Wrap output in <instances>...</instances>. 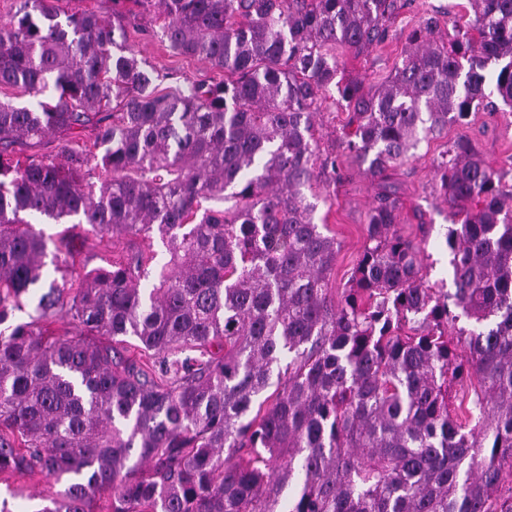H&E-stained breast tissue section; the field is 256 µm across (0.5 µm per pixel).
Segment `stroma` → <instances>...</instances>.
<instances>
[{
  "instance_id": "35a3bbf8",
  "label": "stroma",
  "mask_w": 512,
  "mask_h": 512,
  "mask_svg": "<svg viewBox=\"0 0 512 512\" xmlns=\"http://www.w3.org/2000/svg\"><path fill=\"white\" fill-rule=\"evenodd\" d=\"M435 15L440 22L450 19L466 21L468 0H408L392 25V37L385 44L359 57H346L347 77L375 83L387 77L408 46V36L426 15ZM164 21L156 13H145L126 26L127 46L137 58L146 60L153 69L187 77L194 81L222 79V72L208 63L175 54L163 35ZM466 136L475 150L497 171L506 188L512 189V112L477 113L465 127L449 126L439 137L421 142L414 155L400 167L396 180L404 207L400 229L404 235L417 237L420 227H427L425 273L429 282L450 283L448 249L444 232L448 223V207L434 191V168L450 140ZM332 205H318L316 220L325 222L339 244L336 265L330 276L332 288L347 283L365 236V213L373 200L374 187L351 159L343 161V177L325 188ZM131 246L129 238L109 237L104 243L88 238L78 265L61 267L51 277L58 284L69 283L85 269L105 265L112 256L125 253ZM51 483L41 477L19 473L0 475V500L9 502L10 512H24L29 503L53 492Z\"/></svg>"
}]
</instances>
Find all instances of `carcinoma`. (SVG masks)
I'll return each mask as SVG.
<instances>
[{
    "label": "carcinoma",
    "instance_id": "cac0c4a2",
    "mask_svg": "<svg viewBox=\"0 0 512 512\" xmlns=\"http://www.w3.org/2000/svg\"><path fill=\"white\" fill-rule=\"evenodd\" d=\"M469 3L444 38L423 18L367 88L340 53L385 43L403 0H112L110 17L20 0L0 89L36 102L0 103V474L66 480L39 512H95L101 492L108 512H512V192L468 139L448 145V292L399 231L393 179L490 96L512 108V0ZM137 7L224 80L158 91L173 75L125 47ZM333 89L376 185L338 294L339 244L314 220L321 178L341 177L315 142ZM25 215L141 245L65 290L46 257L68 264L73 240Z\"/></svg>",
    "mask_w": 512,
    "mask_h": 512
}]
</instances>
